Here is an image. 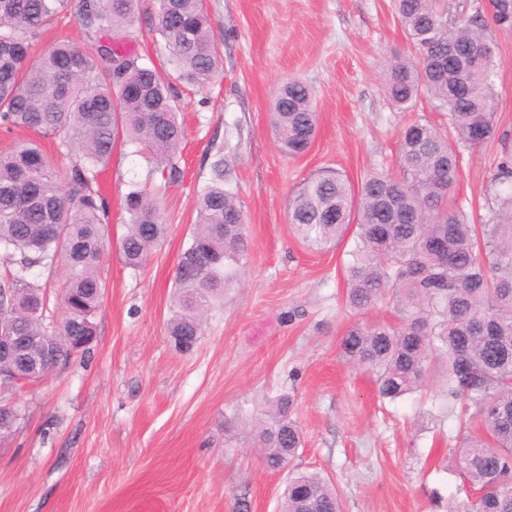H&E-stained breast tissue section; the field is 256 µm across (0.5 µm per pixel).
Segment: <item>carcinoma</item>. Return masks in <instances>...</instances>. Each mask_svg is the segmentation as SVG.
Here are the masks:
<instances>
[{"label": "carcinoma", "instance_id": "obj_1", "mask_svg": "<svg viewBox=\"0 0 512 512\" xmlns=\"http://www.w3.org/2000/svg\"><path fill=\"white\" fill-rule=\"evenodd\" d=\"M139 0H78L76 14L89 52L69 39L56 41L30 60L32 39L68 0H0V124L61 138L72 153L64 179L37 141L0 153V250L14 268L0 278V327L33 337L13 370L14 391L42 381L36 375L44 347L61 364L91 357L96 314L105 284L98 269L109 237L104 200L93 188L112 159L120 136L135 146L150 173L172 180L181 174L184 130L175 96L156 69L126 50L136 39ZM416 59L387 61L384 88L407 110L424 95L448 112L449 135L415 120L401 133L399 175L367 176L359 191L341 173L326 169L306 180L289 200V223L310 246H326L356 219V240L346 269V304L355 314L385 300L395 325L356 323L340 342L342 357L373 373L379 395L392 401L442 381L448 408L466 400L475 413L463 424L457 468L475 491L467 512H512V139L494 123L493 49L481 15L448 19V0H394ZM494 23L512 30V0H488ZM156 30L180 69V78L205 83L218 63L203 0H158ZM313 94L291 79L278 90L273 127L284 152L304 153L316 128ZM498 138L504 160L497 174L498 208L472 224L455 199L459 147ZM197 200L198 221L175 273L167 333L175 347L192 350L203 335L204 314L224 297L234 268L248 247L244 210L228 187L230 163L219 153ZM127 232L119 244L125 264L140 267L166 235L161 188L135 184L126 194ZM63 257L70 276L62 292L65 316L46 329L30 315L47 308L46 288L30 271ZM292 398L268 401L252 431L264 461L282 469L302 445L291 417ZM20 418L0 406V438ZM281 512H340L338 493L324 478L289 479Z\"/></svg>", "mask_w": 512, "mask_h": 512}]
</instances>
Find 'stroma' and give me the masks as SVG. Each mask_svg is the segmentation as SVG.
Masks as SVG:
<instances>
[{"instance_id":"obj_1","label":"stroma","mask_w":512,"mask_h":512,"mask_svg":"<svg viewBox=\"0 0 512 512\" xmlns=\"http://www.w3.org/2000/svg\"><path fill=\"white\" fill-rule=\"evenodd\" d=\"M219 46L207 83L180 79L155 29L156 0H141L130 49L177 95L186 138L181 176L163 196L169 228L140 268L119 253L123 199L144 182L139 153L117 143L98 178L111 238L89 360L73 358L40 384L0 392L18 409L0 439V512H279L289 472L319 473L342 512H447L471 496L456 472L459 422L439 388L381 401L373 377L343 360L355 322H395L392 305L353 315L345 305L354 231L321 250L288 222V201L323 168L360 188L370 172L398 173L399 137L413 120L447 122L436 102L398 110L383 61L415 52L392 0H204ZM496 64L495 122L512 135V31L487 25ZM311 87L318 133L284 154L270 115L290 79ZM231 162L249 247L238 276L207 314L198 346L176 350L166 333L179 256L215 152ZM457 202L481 223L497 204L498 141L463 151ZM285 393L304 445L288 471L268 468L247 434L225 441L224 420L247 417Z\"/></svg>"}]
</instances>
